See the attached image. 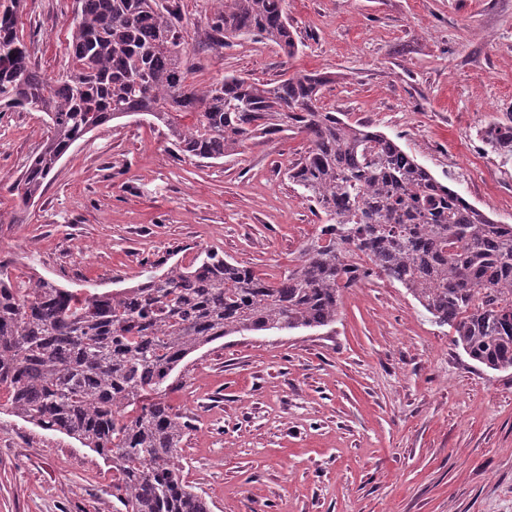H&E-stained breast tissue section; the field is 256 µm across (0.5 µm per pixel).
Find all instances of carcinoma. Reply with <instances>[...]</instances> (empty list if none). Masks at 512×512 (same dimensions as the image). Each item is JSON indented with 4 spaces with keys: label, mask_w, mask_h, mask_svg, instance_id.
<instances>
[{
    "label": "carcinoma",
    "mask_w": 512,
    "mask_h": 512,
    "mask_svg": "<svg viewBox=\"0 0 512 512\" xmlns=\"http://www.w3.org/2000/svg\"><path fill=\"white\" fill-rule=\"evenodd\" d=\"M65 73L30 62L17 30L23 0H0V108L33 109L49 135L14 183L22 206L40 195L68 149L134 115L162 124L189 158L219 160L288 130L309 147L289 178L326 218L300 265L270 281L206 253L144 282L77 293L42 277L13 281L0 264V387L7 410L78 440L119 475L113 512H209L181 477L190 423L165 401L193 352L225 336L326 327L342 293L372 277L406 288L488 369H512V225L439 182L379 131L320 105L324 73L273 83L235 74L188 83L182 25L168 0H78ZM214 41L254 36L298 52L286 0H220ZM482 133L512 156V122Z\"/></svg>",
    "instance_id": "1"
}]
</instances>
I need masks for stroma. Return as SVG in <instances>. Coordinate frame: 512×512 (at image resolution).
I'll return each mask as SVG.
<instances>
[{
  "label": "stroma",
  "mask_w": 512,
  "mask_h": 512,
  "mask_svg": "<svg viewBox=\"0 0 512 512\" xmlns=\"http://www.w3.org/2000/svg\"><path fill=\"white\" fill-rule=\"evenodd\" d=\"M287 2L291 58L253 38L215 47L214 0H175L191 81L330 74L325 109L512 224V158L481 133L512 117V0ZM76 9L26 0L18 15L47 76L66 68ZM47 135L42 113L0 112V261L12 279L112 291L211 249L276 281L320 234L315 204L288 178L308 147L291 133L200 162L173 152L164 127L128 117L75 144L20 207L12 185ZM165 399L192 424L182 475L211 512H512V370L472 361L384 277L346 289L330 326L194 352ZM116 479L77 440L0 412V512H112Z\"/></svg>",
  "instance_id": "stroma-1"
}]
</instances>
